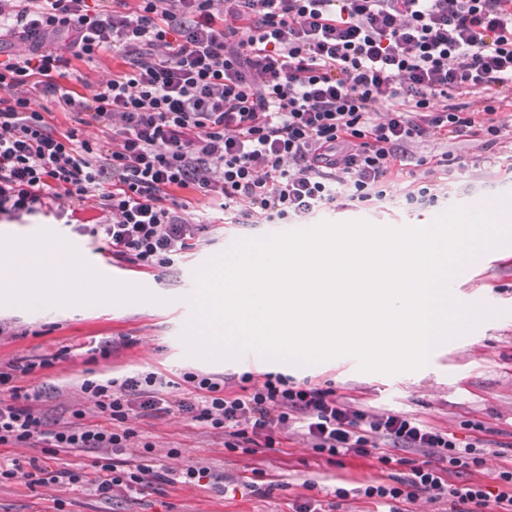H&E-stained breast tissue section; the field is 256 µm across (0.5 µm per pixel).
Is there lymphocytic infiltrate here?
Segmentation results:
<instances>
[{"instance_id":"f902f5d3","label":"lymphocytic infiltrate","mask_w":512,"mask_h":512,"mask_svg":"<svg viewBox=\"0 0 512 512\" xmlns=\"http://www.w3.org/2000/svg\"><path fill=\"white\" fill-rule=\"evenodd\" d=\"M24 44L0 61V216L57 218L98 197L100 217L81 232L113 258L145 269L172 265L203 224L185 216L177 190L191 189L228 224H303L335 204L393 202L394 162L412 143L455 136L496 143L494 120L512 104V0H0V37ZM119 54L129 70L93 97L61 85L71 59ZM478 99L480 110L452 103ZM38 98L72 114L51 131ZM101 125L104 138L79 137ZM36 361L0 368V446L39 440L54 449L127 451L97 458L91 471L54 470L38 459L0 465V480L57 481L102 497L134 492L158 473L128 445L129 419L177 412L223 429L225 448H274L289 426L317 453L420 449L428 459L399 484L376 482L364 497L414 501L430 493L448 512H512V464L498 487L452 484L450 473L480 461L476 443L399 414L351 410L332 391L244 374L243 394L223 379L184 374L193 400L170 405L165 382L148 373L81 384L107 426L46 430L25 380Z\"/></svg>"}]
</instances>
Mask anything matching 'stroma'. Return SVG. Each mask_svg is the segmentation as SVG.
<instances>
[{"instance_id": "obj_1", "label": "stroma", "mask_w": 512, "mask_h": 512, "mask_svg": "<svg viewBox=\"0 0 512 512\" xmlns=\"http://www.w3.org/2000/svg\"><path fill=\"white\" fill-rule=\"evenodd\" d=\"M113 53L93 61L72 60L64 86L82 89L123 71ZM504 129L494 147L480 137L436 138L410 146L413 157L443 152L460 158L451 173L434 175L443 199L433 206L407 211L398 206L336 209L322 220H365L380 226L430 224L449 209L468 211L512 203V113L497 115ZM210 226L177 265L145 270L120 262L125 279L113 281L112 297L97 305L62 299L49 306L18 308L0 301V365L27 357L51 359V366L29 377L42 396L33 404L47 428L71 421L82 410L88 424H103L93 401L80 389L83 380L108 379L154 372L167 382L163 396L175 404L190 399L182 375L192 371L223 377L224 392L240 393L244 373L282 374L295 384L331 389L337 400L369 414L398 413L452 434L462 444L480 441L483 462L450 483L496 485V476L512 460V225H500L486 251L452 264L448 303L454 318L448 344L422 368L387 375L363 372L356 357L304 363L284 357L249 362L243 353L223 359L190 354L184 336L194 316L197 278L217 256L232 248L285 232L282 224H228L222 212L209 215ZM4 235L47 239L53 247L74 245L72 257L82 272L101 278L107 250L101 241L72 232L53 215L21 220L0 219ZM109 345V355L99 348ZM136 435L131 447L150 444L149 457L159 472L208 468L209 482H153L140 493L114 491L111 498L65 482L29 487L25 478L0 482V512H295L311 499L324 512H388L387 504L368 499L360 490L373 482L395 483L421 465L418 450L396 449L393 461L353 453L336 458L317 454L297 429L280 435V446L256 452L230 451L223 430L179 414L131 418ZM63 449L50 453L42 446L0 449V458L37 457L53 468L90 469L95 457L109 456ZM346 489L343 498L335 489Z\"/></svg>"}]
</instances>
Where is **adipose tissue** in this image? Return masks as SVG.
<instances>
[{
    "label": "adipose tissue",
    "instance_id": "ef3b65f1",
    "mask_svg": "<svg viewBox=\"0 0 512 512\" xmlns=\"http://www.w3.org/2000/svg\"><path fill=\"white\" fill-rule=\"evenodd\" d=\"M74 263L49 252L44 240L13 238L0 244V270H7L8 299L23 307H36L61 299L72 286Z\"/></svg>",
    "mask_w": 512,
    "mask_h": 512
}]
</instances>
